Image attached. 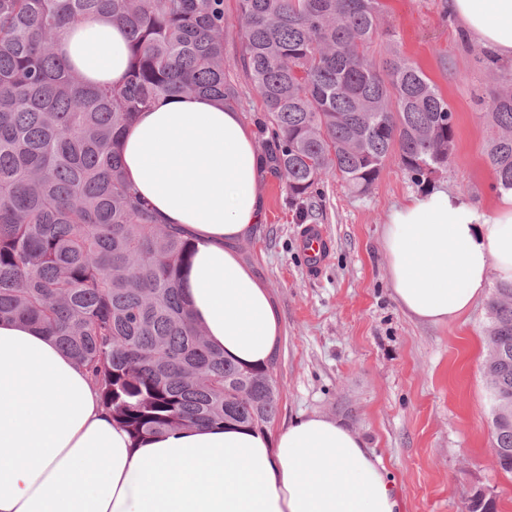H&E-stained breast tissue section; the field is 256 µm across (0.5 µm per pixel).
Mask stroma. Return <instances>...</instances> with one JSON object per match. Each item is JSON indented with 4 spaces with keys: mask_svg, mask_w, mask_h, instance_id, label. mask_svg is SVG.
<instances>
[{
    "mask_svg": "<svg viewBox=\"0 0 512 512\" xmlns=\"http://www.w3.org/2000/svg\"><path fill=\"white\" fill-rule=\"evenodd\" d=\"M373 49L398 51L423 70L454 111L456 144L448 164L425 185L390 159L370 193L357 195L334 173L313 198L316 224L331 252L310 275L300 250L303 222L283 180L264 171V218L235 250L267 288L282 321L274 376L282 388L270 437L295 418L317 413L357 431L382 458L401 512H463L478 490L497 512H512V474L495 462L492 408L482 365L488 323L484 301L459 320L411 319L393 299L383 229L394 206L423 187L444 186L492 214L499 193L486 148L495 74L489 54L449 15L447 0H385ZM238 0H224L227 78L255 144L262 100L242 66Z\"/></svg>",
    "mask_w": 512,
    "mask_h": 512,
    "instance_id": "35a3bbf8",
    "label": "stroma"
}]
</instances>
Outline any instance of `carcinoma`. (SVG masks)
Returning a JSON list of instances; mask_svg holds the SVG:
<instances>
[{
	"mask_svg": "<svg viewBox=\"0 0 512 512\" xmlns=\"http://www.w3.org/2000/svg\"><path fill=\"white\" fill-rule=\"evenodd\" d=\"M382 12V0H239L267 160L302 218L326 171L365 195L392 157L423 183L454 151V112L421 68L370 55ZM102 14L128 31V68L118 85L87 86L55 42ZM185 94L239 101L224 0H0V320L55 337L134 441L195 424L265 431L278 414L276 356L242 366L207 342L185 294L195 244L124 177L125 128ZM491 99L488 158L495 188L512 191V72ZM486 312L494 451L512 472V281Z\"/></svg>",
	"mask_w": 512,
	"mask_h": 512,
	"instance_id": "carcinoma-1",
	"label": "carcinoma"
}]
</instances>
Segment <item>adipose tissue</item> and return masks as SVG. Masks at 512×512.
<instances>
[{
  "label": "adipose tissue",
  "instance_id": "adipose-tissue-1",
  "mask_svg": "<svg viewBox=\"0 0 512 512\" xmlns=\"http://www.w3.org/2000/svg\"><path fill=\"white\" fill-rule=\"evenodd\" d=\"M464 32L512 64V0H448ZM128 35L100 17L72 24L56 51L86 83L125 77ZM132 188L158 223L190 232L191 317L210 344L264 362L281 331L266 288L230 243L263 218L264 162L240 112L206 96L159 99L124 132ZM393 298L429 324L455 321L490 271L512 280V191L493 215L435 189L384 226ZM396 486L361 435L329 417L295 419L277 439L192 425L132 443L89 374L54 337L0 321V512H399Z\"/></svg>",
  "mask_w": 512,
  "mask_h": 512
}]
</instances>
